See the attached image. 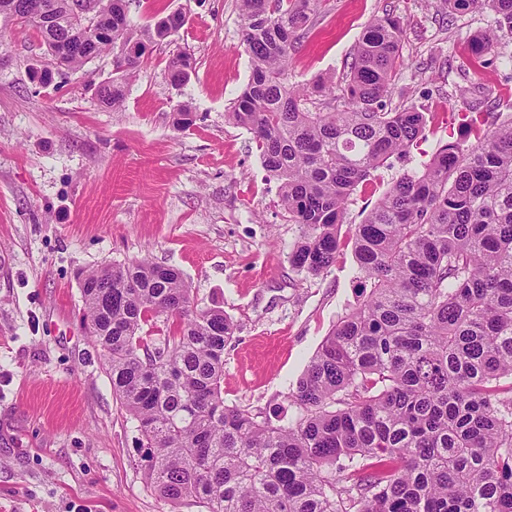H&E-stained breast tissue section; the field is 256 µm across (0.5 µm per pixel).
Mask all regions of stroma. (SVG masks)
<instances>
[{"instance_id": "stroma-1", "label": "stroma", "mask_w": 512, "mask_h": 512, "mask_svg": "<svg viewBox=\"0 0 512 512\" xmlns=\"http://www.w3.org/2000/svg\"><path fill=\"white\" fill-rule=\"evenodd\" d=\"M162 7L186 24L174 45L154 48L117 110L95 95L111 55L43 85L31 77L43 61L38 35L0 26V512H199L145 481L141 436L81 327L80 272L144 256L178 269L195 307L220 306L236 325L224 349L225 404L286 424L297 413L292 388L362 300L355 224L439 147L475 143L455 114H512V35L500 37L495 63L472 51L491 23L485 10L322 0L292 54V81L342 80L365 26L390 9L404 22L407 64L390 103L433 118L417 147L358 187L335 265L311 277L289 261L300 227L253 134L224 117L250 77L237 0H139L130 16L144 24ZM174 49L193 60L178 88L166 72ZM181 103L197 114L183 131L172 124Z\"/></svg>"}]
</instances>
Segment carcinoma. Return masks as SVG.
Instances as JSON below:
<instances>
[{"label": "carcinoma", "mask_w": 512, "mask_h": 512, "mask_svg": "<svg viewBox=\"0 0 512 512\" xmlns=\"http://www.w3.org/2000/svg\"><path fill=\"white\" fill-rule=\"evenodd\" d=\"M112 2L101 34L72 23ZM56 7L74 51L54 57L39 12L18 19L50 59L49 84L107 52L112 80L99 102L120 108L130 75L153 45L174 42L180 13L139 26L129 0H33ZM249 81L228 121L249 129L301 235L291 264L311 276L339 252V227L360 184L424 136L430 114L390 107L404 26L371 20L343 81L312 90L289 82L292 51L317 22L321 0H239ZM451 14L482 8L476 54L512 34V0H440ZM191 57L172 53V85ZM195 123L187 105L173 126ZM476 144L442 145L419 175H403L355 225L362 302L341 317L289 394L297 415L273 426L224 403V347L235 324L197 309L181 273L148 257L83 272V324L99 347L112 393L137 423L146 479L172 502L204 512H512V116ZM157 327L150 336L144 327Z\"/></svg>", "instance_id": "1"}]
</instances>
